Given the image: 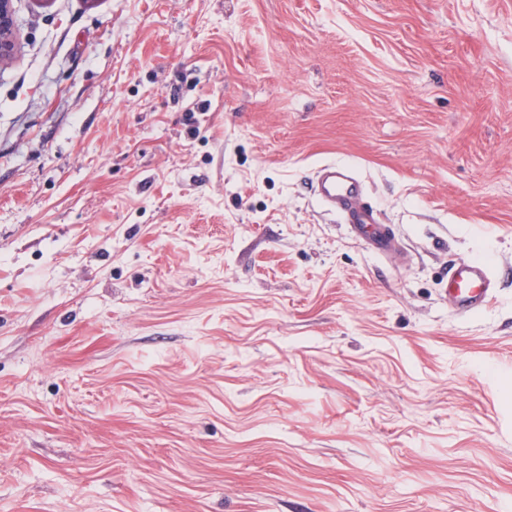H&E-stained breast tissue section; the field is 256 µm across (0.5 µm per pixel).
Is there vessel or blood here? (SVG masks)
Segmentation results:
<instances>
[{
    "label": "vessel or blood",
    "instance_id": "obj_1",
    "mask_svg": "<svg viewBox=\"0 0 512 512\" xmlns=\"http://www.w3.org/2000/svg\"><path fill=\"white\" fill-rule=\"evenodd\" d=\"M313 188L324 205L339 210L344 223L366 228L370 250L383 255L394 249L392 230L380 223L376 209L366 199L362 184L351 167L333 162L320 166ZM442 298L461 314L486 308L494 298V282L489 268L476 261H450Z\"/></svg>",
    "mask_w": 512,
    "mask_h": 512
}]
</instances>
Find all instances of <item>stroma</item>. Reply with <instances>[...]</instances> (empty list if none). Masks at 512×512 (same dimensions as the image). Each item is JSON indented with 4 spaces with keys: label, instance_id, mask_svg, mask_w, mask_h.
Returning a JSON list of instances; mask_svg holds the SVG:
<instances>
[{
    "label": "stroma",
    "instance_id": "obj_1",
    "mask_svg": "<svg viewBox=\"0 0 512 512\" xmlns=\"http://www.w3.org/2000/svg\"><path fill=\"white\" fill-rule=\"evenodd\" d=\"M13 7L0 512H512V0ZM313 188L324 205L339 210L345 224L366 228V242L370 250L383 255L394 249L393 231L380 223L376 209L366 199L361 181L351 167L336 162L320 166ZM442 298L460 314L486 308L494 299V282L489 268L476 261H450Z\"/></svg>",
    "mask_w": 512,
    "mask_h": 512
}]
</instances>
